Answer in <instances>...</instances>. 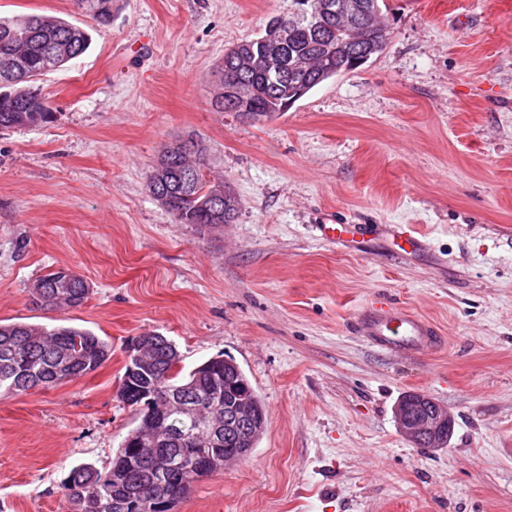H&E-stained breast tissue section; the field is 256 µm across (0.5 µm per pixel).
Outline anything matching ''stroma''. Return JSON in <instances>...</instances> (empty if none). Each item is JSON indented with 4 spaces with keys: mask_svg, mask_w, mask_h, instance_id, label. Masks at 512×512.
Returning a JSON list of instances; mask_svg holds the SVG:
<instances>
[{
    "mask_svg": "<svg viewBox=\"0 0 512 512\" xmlns=\"http://www.w3.org/2000/svg\"><path fill=\"white\" fill-rule=\"evenodd\" d=\"M381 54L259 121L210 106L224 52L293 0H116L94 28L79 0H0L55 16L90 49L37 80L55 117L0 130V321L88 329L96 371L0 398V512H73L72 465H109L136 424L118 397L135 337L172 340L189 372L221 355L267 410L251 454L174 512H512V0H387ZM201 141L239 201L230 224H180L151 194L162 150ZM363 230L358 247L317 225ZM425 246L399 256L390 227ZM88 281L42 309L36 279ZM381 296L446 338L398 358L353 319ZM408 391L454 416L419 448ZM38 298L33 303L43 308L78 307L88 298L90 285L86 279L70 268H58L35 281Z\"/></svg>",
    "mask_w": 512,
    "mask_h": 512,
    "instance_id": "stroma-1",
    "label": "stroma"
}]
</instances>
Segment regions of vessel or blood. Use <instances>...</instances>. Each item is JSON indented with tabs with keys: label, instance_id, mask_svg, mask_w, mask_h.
I'll return each instance as SVG.
<instances>
[{
	"label": "vessel or blood",
	"instance_id": "obj_1",
	"mask_svg": "<svg viewBox=\"0 0 512 512\" xmlns=\"http://www.w3.org/2000/svg\"><path fill=\"white\" fill-rule=\"evenodd\" d=\"M354 329L371 346L394 355L426 354L444 343L429 320L380 297L355 316Z\"/></svg>",
	"mask_w": 512,
	"mask_h": 512
}]
</instances>
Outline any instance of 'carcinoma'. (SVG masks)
<instances>
[{
    "mask_svg": "<svg viewBox=\"0 0 512 512\" xmlns=\"http://www.w3.org/2000/svg\"><path fill=\"white\" fill-rule=\"evenodd\" d=\"M327 0H297L299 13L277 15L270 21L288 24L285 53L295 73L278 80L264 69L242 70L238 56H262L277 47L262 37L246 39L224 52L216 70L212 98H224L226 86L242 84L256 119L286 112V103L298 88L310 92L325 81L350 73L379 55L386 43L387 28L370 29L371 19L358 26L325 17ZM97 26L112 23V0H80ZM91 45L90 33L62 18L39 15L0 17V54L12 52L23 59L24 71L13 81L0 84V129L39 126L54 118L34 83L45 70H58L79 58ZM162 173L152 168L148 181H159L164 206L179 224H229L236 208L217 203L210 189L221 188L204 174L205 163L192 153L168 156ZM223 210V218L214 216ZM38 298L43 308L78 307L88 298L90 285L69 268H58L39 279ZM151 346L152 360L143 373L132 349L122 375L118 397L138 414V425L129 431L108 469L90 464L72 467L64 483L74 512H162L152 493L162 492L178 502L189 489L224 468V458L248 455L263 433L266 409L243 370L233 361L212 358L186 375L175 372L180 354L165 336L138 338ZM111 345L93 332L75 326L52 329L25 323H0V394H23L31 389H52L95 371L111 354ZM246 399L253 407L255 435L238 437L216 432L224 422V405ZM165 418L167 429L156 440L138 436L150 415Z\"/></svg>",
    "mask_w": 512,
    "mask_h": 512,
    "instance_id": "1",
    "label": "carcinoma"
}]
</instances>
